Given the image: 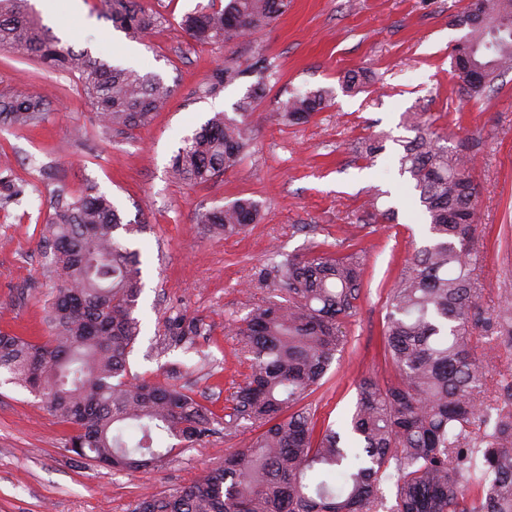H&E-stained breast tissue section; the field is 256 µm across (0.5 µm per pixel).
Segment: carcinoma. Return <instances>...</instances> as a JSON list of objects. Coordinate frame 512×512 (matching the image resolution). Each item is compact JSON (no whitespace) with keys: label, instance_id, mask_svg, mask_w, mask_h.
Listing matches in <instances>:
<instances>
[{"label":"carcinoma","instance_id":"1","mask_svg":"<svg viewBox=\"0 0 512 512\" xmlns=\"http://www.w3.org/2000/svg\"><path fill=\"white\" fill-rule=\"evenodd\" d=\"M102 14L137 38L160 23L139 0H101ZM290 0H209L182 17L200 43L230 42L270 26ZM455 25L467 29L452 48L461 86L482 95L512 69V0H472ZM0 50L58 71L76 72L96 104L103 132L147 125L170 89L130 68L111 66L60 45L26 0H0ZM267 58L212 74L203 94L256 75L237 104L242 120L216 113L172 157L176 175L205 183L234 166L251 140L248 117L265 90ZM322 90L296 93L283 118L300 123L321 109ZM35 96L0 98V121L18 126L45 118ZM404 146V172L419 192L431 241L408 260L388 294L383 351L395 378L360 381L357 403L341 426L318 425L304 404L344 349L346 320L362 285V258L290 256L277 266L283 301L252 308L240 327L249 373L219 417L186 387L130 375L128 357L140 335V252L130 236L145 226L123 222L94 186L67 198L60 188L43 228L54 281L49 336L33 340L0 332V376L38 397L68 424L66 446L79 459L116 470L162 467L187 448L241 422L262 429L252 444L224 456L181 490L154 495L132 512H512V386L498 394L486 379L500 348L512 349V299L492 321L481 315L483 286L470 264L477 186L469 162L420 121ZM23 194L11 170H0V207ZM258 205L238 198L204 214L226 238L253 223ZM199 322L167 320L170 346L196 344ZM394 482L386 507L381 486Z\"/></svg>","mask_w":512,"mask_h":512}]
</instances>
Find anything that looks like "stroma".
Here are the masks:
<instances>
[{
    "instance_id": "1",
    "label": "stroma",
    "mask_w": 512,
    "mask_h": 512,
    "mask_svg": "<svg viewBox=\"0 0 512 512\" xmlns=\"http://www.w3.org/2000/svg\"><path fill=\"white\" fill-rule=\"evenodd\" d=\"M141 2L164 22L136 41L103 18L100 0H69L57 11L27 2L62 45L157 74L171 88L166 107L130 133L102 134L97 109L73 75L0 51V94L34 95L48 107L37 125L0 123V167L25 190L0 208V331L47 336L52 266L40 240L49 201L58 187L77 196L96 185L124 220L145 227L132 241L144 289L131 374L188 386L220 416L233 385L249 372L237 334L241 321L278 295L272 267L291 255L359 248L363 287L346 324L348 343L308 398L318 422L340 423L355 409L361 379L393 377L381 348L387 295L430 240L418 194L400 171L403 146L413 136L406 123L411 112L473 161L479 195L472 257L485 316L512 296V70L481 97L462 89L451 63L462 35L451 20L461 0H291L264 30L211 44L196 43L180 26L208 0ZM259 54L274 74L250 118L249 147L209 182L179 179L171 159L184 139L214 113L235 117L252 80L215 97H202L199 88L225 61L245 67ZM316 89L328 98L308 122L280 117L281 101ZM372 139L384 149L369 159L362 145ZM241 197L258 203L255 223L228 239L212 236L202 214ZM177 314L203 325L194 349L164 343L166 321ZM70 432L39 399L0 383V512H131L139 500L190 485L258 434L245 423L163 467L116 471L74 459L65 448Z\"/></svg>"
}]
</instances>
